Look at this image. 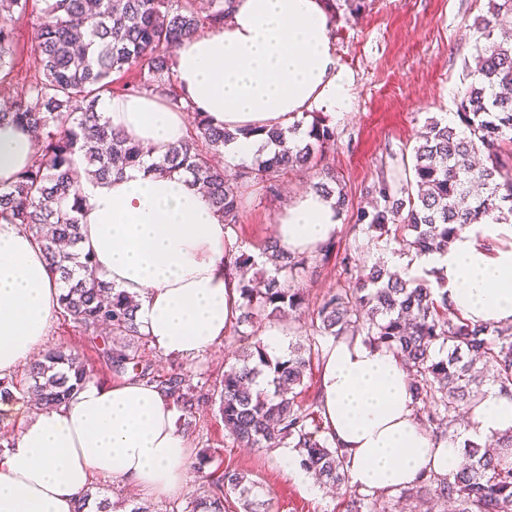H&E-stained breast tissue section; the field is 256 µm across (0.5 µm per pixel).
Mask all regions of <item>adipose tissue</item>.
<instances>
[{"instance_id":"obj_1","label":"adipose tissue","mask_w":512,"mask_h":512,"mask_svg":"<svg viewBox=\"0 0 512 512\" xmlns=\"http://www.w3.org/2000/svg\"><path fill=\"white\" fill-rule=\"evenodd\" d=\"M182 105L158 98L104 99L113 128L163 156L189 135L185 110L238 131L226 163L251 157L263 129L288 127L313 110L343 109L347 81L336 69L326 0H231L224 25L184 39L172 57ZM32 133L0 125V184L35 156ZM82 249L112 285L139 302L136 321L163 355L201 356L221 343L240 314L239 278L228 266L230 228L179 174L146 166L105 181H84ZM340 218L319 193L296 196L274 226L279 246L310 252L335 238ZM512 236L511 224H474L447 252L415 260L444 277L448 302L472 322H512V249H487ZM58 277L32 234L0 220V378L20 373L45 345L59 317ZM319 401L328 434L351 486L389 492L420 476L448 475L462 459L459 442L435 441L418 420L410 379L390 352L342 336L321 362ZM14 424L0 458V512H74L93 481H120L157 498L184 492L194 476L187 437L170 402L145 383L85 382L55 409L20 408L0 397ZM512 429V398L490 389L472 408L463 438L486 441Z\"/></svg>"}]
</instances>
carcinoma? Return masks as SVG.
<instances>
[{
	"label": "carcinoma",
	"instance_id": "cac0c4a2",
	"mask_svg": "<svg viewBox=\"0 0 512 512\" xmlns=\"http://www.w3.org/2000/svg\"><path fill=\"white\" fill-rule=\"evenodd\" d=\"M31 0H0V89L11 92L0 120L39 133L40 146L30 165L8 186L0 185V219L31 233L50 268L59 275L63 316L102 340L101 357L111 370L158 389L184 415L218 407L234 443L245 448H292L305 471L324 485H348L344 460L333 447L315 411L297 403L313 358L322 355L320 337L362 336L398 358L412 377L417 414L435 438H452L458 417L484 397L485 382L512 396V324H474L448 305V291L436 270L437 287L426 278L400 274L379 260L334 253L328 241L312 253H291L272 241L262 249V267L252 256L228 254L239 276L241 314L235 332L257 335L263 320H277L306 308L304 294L288 277L311 264L335 257L349 276L346 288L326 295L312 310L305 339L288 352L271 354L260 340L242 350L204 393L187 383L183 371H160L137 354L131 342L143 336L136 325L138 303L99 277L89 255L81 252L82 175L104 180L141 160L140 145L112 128L97 110L114 96L115 77L137 69L147 72L122 86L124 95L156 96L180 108L173 90L170 61L181 41L199 30L224 23L225 0H48L38 25L33 65L25 76L15 71L24 52L13 22L27 13ZM512 28V0H488L478 19L485 39L477 51L470 86L457 102L459 125L432 119L412 149V177L374 186L373 211L357 222L372 238L399 245L401 255L446 252L471 224L512 223V42L494 37ZM191 137L171 148L155 167L183 174L207 195L224 223L235 227L249 190L259 185L275 194L280 173L317 166L334 129L319 118L306 133L302 123L267 132L273 155L255 153L250 164L224 168L211 155L236 139L193 116ZM81 157L84 169L76 167ZM311 189L333 202L338 213L349 206L340 180L327 169ZM24 384L0 379V397L25 387L44 409L61 405L89 371L77 352L58 345L24 368ZM502 449L467 442L456 471L429 475L404 491L414 508L432 512L430 502L452 504V512H512V429L493 436ZM219 474L197 487L181 512H226L235 498L244 512H259L260 490L247 474L216 467ZM345 512H386L378 499L349 489Z\"/></svg>",
	"mask_w": 512,
	"mask_h": 512
}]
</instances>
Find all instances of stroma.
Here are the masks:
<instances>
[{
	"instance_id": "1",
	"label": "stroma",
	"mask_w": 512,
	"mask_h": 512,
	"mask_svg": "<svg viewBox=\"0 0 512 512\" xmlns=\"http://www.w3.org/2000/svg\"><path fill=\"white\" fill-rule=\"evenodd\" d=\"M487 2L366 0L360 13L344 8L333 13L336 68L349 77L350 89L342 111L322 115L334 129L336 141L321 164L336 172L350 201L336 235L340 250L370 260L380 256V248L369 247L367 232H352L356 214L370 209L368 190L375 182L402 172V158L410 154L428 118L454 121L458 97L471 82L469 68L480 38L473 22L486 11ZM316 176L313 169L288 172L275 198L254 190L232 230L235 247L259 255L286 202L307 191ZM290 285L300 289L314 307L330 291L347 287L348 278L330 262L316 273L296 274ZM62 343L79 348L97 383H118V376L83 342L72 324L60 319L53 324L47 344ZM246 343L245 337L231 332L192 361L163 356L148 341L139 345L138 352L155 368L182 367L191 383L201 384L221 377L226 364L233 362ZM186 435L193 455L206 451L220 455L226 465L245 471L269 489L268 512H343V490L305 486L286 473L275 452L237 447L217 410L203 412L188 426Z\"/></svg>"
}]
</instances>
